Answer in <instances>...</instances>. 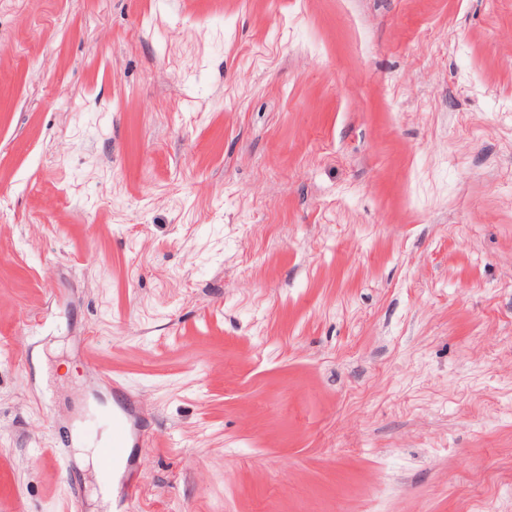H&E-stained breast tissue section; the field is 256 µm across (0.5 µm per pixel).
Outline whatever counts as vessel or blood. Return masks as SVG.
<instances>
[{
  "instance_id": "obj_1",
  "label": "vessel or blood",
  "mask_w": 512,
  "mask_h": 512,
  "mask_svg": "<svg viewBox=\"0 0 512 512\" xmlns=\"http://www.w3.org/2000/svg\"><path fill=\"white\" fill-rule=\"evenodd\" d=\"M116 403L99 410L94 422L108 428L100 448L98 471L101 478L121 479L131 472L132 450L143 441L141 412L136 398L122 385H115Z\"/></svg>"
}]
</instances>
